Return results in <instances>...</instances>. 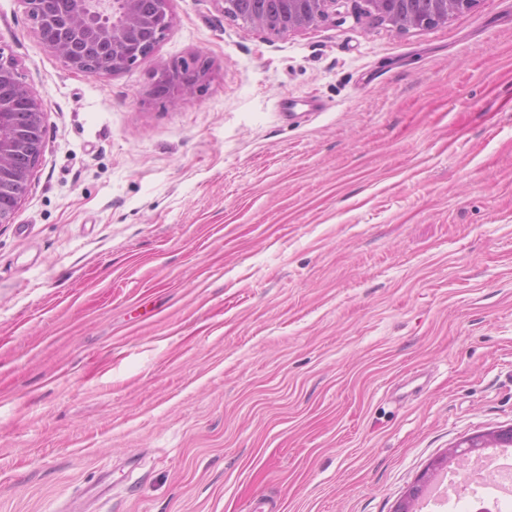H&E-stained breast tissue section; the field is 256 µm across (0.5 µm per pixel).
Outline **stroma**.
<instances>
[{"instance_id": "1", "label": "stroma", "mask_w": 512, "mask_h": 512, "mask_svg": "<svg viewBox=\"0 0 512 512\" xmlns=\"http://www.w3.org/2000/svg\"><path fill=\"white\" fill-rule=\"evenodd\" d=\"M171 12L94 77L0 0L46 112L0 226V512H395L512 427V0L404 31L338 0L281 36ZM208 71V64L199 57L157 65L152 73L153 89L174 96L188 94L205 81ZM512 443V427L479 433L464 438L448 452L447 456L436 462L434 469L455 462H469L474 456L480 454L485 448H497L500 445Z\"/></svg>"}]
</instances>
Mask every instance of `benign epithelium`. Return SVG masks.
<instances>
[{
  "mask_svg": "<svg viewBox=\"0 0 512 512\" xmlns=\"http://www.w3.org/2000/svg\"><path fill=\"white\" fill-rule=\"evenodd\" d=\"M224 15L243 20L268 35L305 29L328 16L336 0H249L250 14L240 16L239 0H219ZM359 9L397 30L430 27L471 10L476 0H353ZM42 44L71 70L91 76L114 75L151 58L171 28L170 0H22ZM209 71L194 57L158 65L152 73L157 93L181 96L195 90ZM45 148L42 101L20 80L17 62L0 51V224H10L28 192L32 173ZM512 443V427L469 436L436 462H468L486 448ZM421 479L395 512H411L425 491Z\"/></svg>",
  "mask_w": 512,
  "mask_h": 512,
  "instance_id": "benign-epithelium-1",
  "label": "benign epithelium"
}]
</instances>
